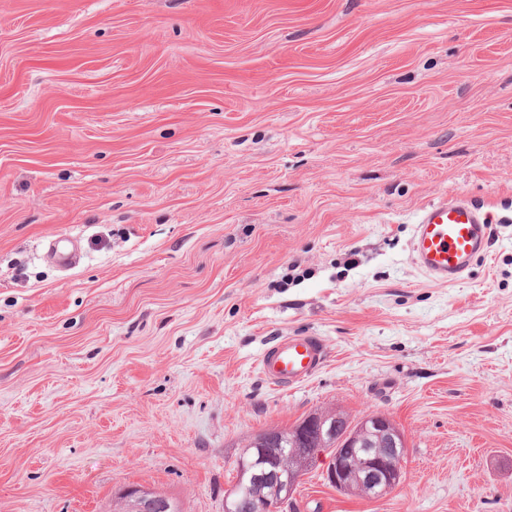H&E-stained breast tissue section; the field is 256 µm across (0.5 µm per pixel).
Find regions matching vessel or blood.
<instances>
[{"instance_id": "1", "label": "vessel or blood", "mask_w": 512, "mask_h": 512, "mask_svg": "<svg viewBox=\"0 0 512 512\" xmlns=\"http://www.w3.org/2000/svg\"><path fill=\"white\" fill-rule=\"evenodd\" d=\"M490 243L486 212L462 197H445L425 206L414 225L412 258L432 282L453 285L464 279ZM326 353L312 336H282L258 361L263 377L283 390L310 379Z\"/></svg>"}]
</instances>
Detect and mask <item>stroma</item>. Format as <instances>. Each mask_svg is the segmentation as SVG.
<instances>
[{
	"instance_id": "1",
	"label": "stroma",
	"mask_w": 512,
	"mask_h": 512,
	"mask_svg": "<svg viewBox=\"0 0 512 512\" xmlns=\"http://www.w3.org/2000/svg\"><path fill=\"white\" fill-rule=\"evenodd\" d=\"M455 193L490 248L438 285L410 240ZM292 335L326 363L278 390ZM327 410L387 415L402 479L321 460L294 512H512V0H0V512H224ZM326 353L312 336H282L258 361L263 377L283 390L310 379L322 367ZM125 496L127 512H166L171 507L167 498L141 488H130Z\"/></svg>"
}]
</instances>
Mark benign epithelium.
Instances as JSON below:
<instances>
[{"label":"benign epithelium","mask_w":512,"mask_h":512,"mask_svg":"<svg viewBox=\"0 0 512 512\" xmlns=\"http://www.w3.org/2000/svg\"><path fill=\"white\" fill-rule=\"evenodd\" d=\"M307 431L319 444L332 451L325 479L336 490L379 500L400 483L405 437L386 415L379 412L369 413L355 423L335 412L308 416L296 430L294 442L297 447L292 449L300 467L285 477L278 471L281 449L267 447L274 438L259 440L262 445L258 449L259 459L264 469L251 474L250 481L258 483L277 475L281 477L285 496H290L302 470L314 455V449L300 447L306 442ZM125 500L126 512H167L171 507L167 498L136 487L127 490Z\"/></svg>","instance_id":"1"}]
</instances>
